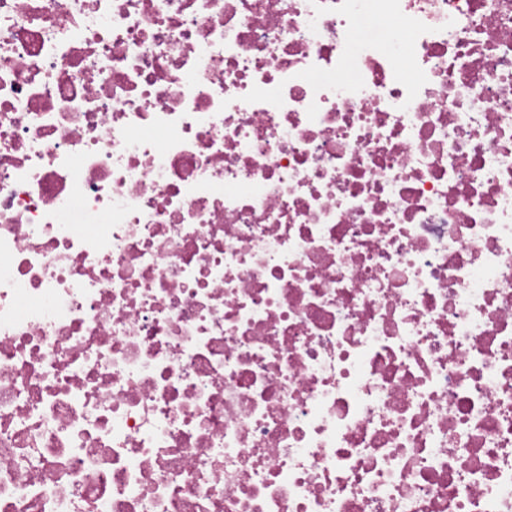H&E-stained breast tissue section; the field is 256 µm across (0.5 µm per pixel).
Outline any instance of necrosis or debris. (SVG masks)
I'll use <instances>...</instances> for the list:
<instances>
[{
	"label": "necrosis or debris",
	"mask_w": 512,
	"mask_h": 512,
	"mask_svg": "<svg viewBox=\"0 0 512 512\" xmlns=\"http://www.w3.org/2000/svg\"><path fill=\"white\" fill-rule=\"evenodd\" d=\"M0 512H512V0H0Z\"/></svg>",
	"instance_id": "4bbe7bcc"
}]
</instances>
